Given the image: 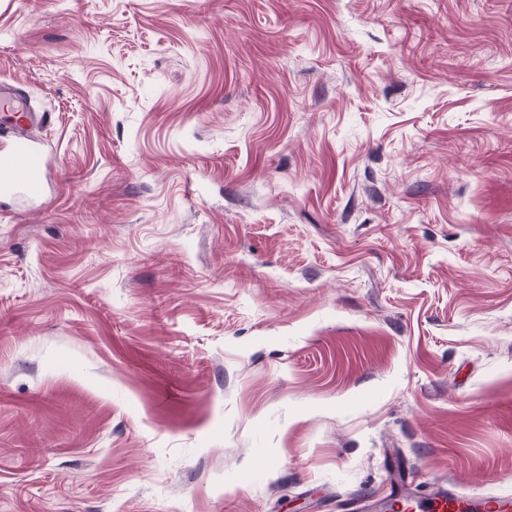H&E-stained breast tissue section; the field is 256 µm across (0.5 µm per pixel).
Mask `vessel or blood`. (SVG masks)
Instances as JSON below:
<instances>
[{"label":"vessel or blood","instance_id":"obj_1","mask_svg":"<svg viewBox=\"0 0 512 512\" xmlns=\"http://www.w3.org/2000/svg\"><path fill=\"white\" fill-rule=\"evenodd\" d=\"M0 104L20 118L9 145L0 149V195L38 197L46 166L38 131L46 116L34 111L23 91L11 83L0 81ZM420 507L422 512H512V498L488 496L475 500L443 487L421 502Z\"/></svg>","mask_w":512,"mask_h":512}]
</instances>
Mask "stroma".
Listing matches in <instances>:
<instances>
[{
  "mask_svg": "<svg viewBox=\"0 0 512 512\" xmlns=\"http://www.w3.org/2000/svg\"><path fill=\"white\" fill-rule=\"evenodd\" d=\"M0 512L512 494V0H0ZM0 100L8 112L22 119L10 144L0 149V195L37 198L42 190L46 166L38 131L45 124L46 116L31 108L26 95L16 84L0 81Z\"/></svg>",
  "mask_w": 512,
  "mask_h": 512,
  "instance_id": "obj_1",
  "label": "stroma"
}]
</instances>
